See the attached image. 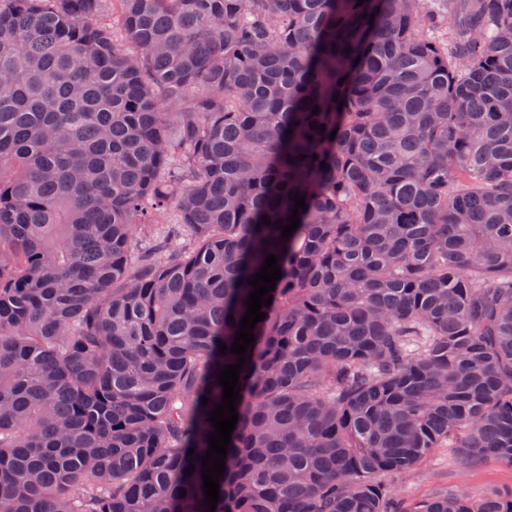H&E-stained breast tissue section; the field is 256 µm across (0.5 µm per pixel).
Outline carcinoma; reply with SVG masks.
I'll use <instances>...</instances> for the list:
<instances>
[{
  "label": "carcinoma",
  "instance_id": "cac0c4a2",
  "mask_svg": "<svg viewBox=\"0 0 512 512\" xmlns=\"http://www.w3.org/2000/svg\"><path fill=\"white\" fill-rule=\"evenodd\" d=\"M357 2L0 0V512H210L271 254L215 512H512V0ZM406 500L423 499L440 488H464L480 496L512 489V466L492 459L469 463L454 448H435L407 476L392 479Z\"/></svg>",
  "mask_w": 512,
  "mask_h": 512
}]
</instances>
